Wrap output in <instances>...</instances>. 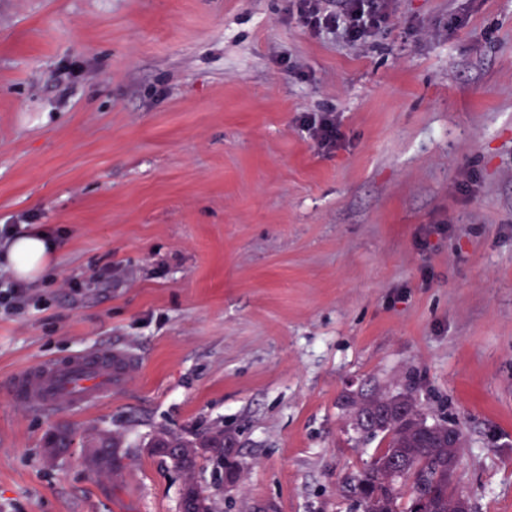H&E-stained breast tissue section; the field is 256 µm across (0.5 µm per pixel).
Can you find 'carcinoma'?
Returning <instances> with one entry per match:
<instances>
[{
	"label": "carcinoma",
	"mask_w": 512,
	"mask_h": 512,
	"mask_svg": "<svg viewBox=\"0 0 512 512\" xmlns=\"http://www.w3.org/2000/svg\"><path fill=\"white\" fill-rule=\"evenodd\" d=\"M351 406L355 411L371 412L374 418L361 439L366 442L379 437L385 442L349 483V491L357 498L362 512H416L422 502L432 512H448V505L459 497L454 481L448 480V423L428 422L421 403L409 390H373L353 400ZM201 442H211L216 448L237 446L233 433L217 429L199 439L160 431L148 447L158 448L156 455L183 475L180 498L189 512H214L213 495L202 489L196 479L200 463L224 470V476L236 483L241 480L242 469L238 461L226 465L211 454L192 449ZM93 458L97 460L95 470L118 472L115 439H100ZM398 459L407 460L408 467L396 475L392 467ZM406 485L410 486V494L404 502L402 488Z\"/></svg>",
	"instance_id": "1"
}]
</instances>
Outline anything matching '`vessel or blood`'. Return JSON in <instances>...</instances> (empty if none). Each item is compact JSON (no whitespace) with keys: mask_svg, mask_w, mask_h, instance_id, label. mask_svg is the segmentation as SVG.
<instances>
[{"mask_svg":"<svg viewBox=\"0 0 512 512\" xmlns=\"http://www.w3.org/2000/svg\"><path fill=\"white\" fill-rule=\"evenodd\" d=\"M134 367L127 353L99 347L16 372L8 393L14 401L43 413H54L63 404L82 410L109 398L113 387L124 384Z\"/></svg>","mask_w":512,"mask_h":512,"instance_id":"b4317fda","label":"vessel or blood"}]
</instances>
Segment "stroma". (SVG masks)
<instances>
[{"mask_svg":"<svg viewBox=\"0 0 512 512\" xmlns=\"http://www.w3.org/2000/svg\"><path fill=\"white\" fill-rule=\"evenodd\" d=\"M385 9L358 47L289 0H0V225L58 239L42 304L0 314V512H178L147 443L216 429L218 512H361L346 399L376 386L460 423L458 493L512 512V0ZM107 344L136 369L105 402L9 397ZM302 127L316 147L323 152L336 150L342 145L344 135L339 128L336 117L331 113L318 118L305 116L303 117ZM93 458L97 463L92 467L96 471L106 473H116L119 470V463L117 457V447L115 439L102 438L95 446H93Z\"/></svg>","mask_w":512,"mask_h":512,"instance_id":"35a3bbf8","label":"stroma"}]
</instances>
